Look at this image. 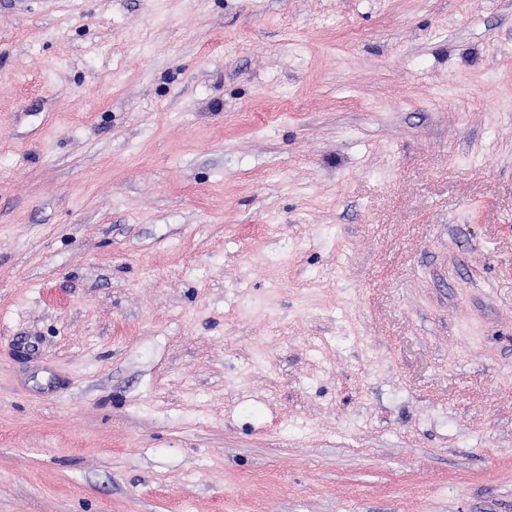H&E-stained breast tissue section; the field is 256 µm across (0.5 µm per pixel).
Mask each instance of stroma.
<instances>
[{"label":"stroma","instance_id":"stroma-1","mask_svg":"<svg viewBox=\"0 0 512 512\" xmlns=\"http://www.w3.org/2000/svg\"><path fill=\"white\" fill-rule=\"evenodd\" d=\"M0 512H512V0H0Z\"/></svg>","mask_w":512,"mask_h":512}]
</instances>
